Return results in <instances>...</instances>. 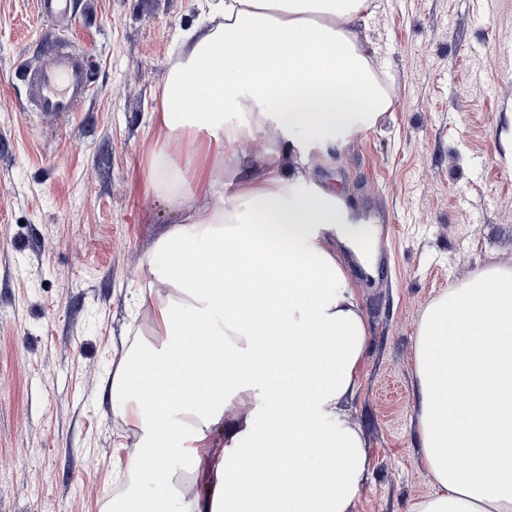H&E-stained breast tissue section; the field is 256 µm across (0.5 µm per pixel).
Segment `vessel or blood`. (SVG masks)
I'll return each mask as SVG.
<instances>
[{
    "label": "vessel or blood",
    "instance_id": "1",
    "mask_svg": "<svg viewBox=\"0 0 512 512\" xmlns=\"http://www.w3.org/2000/svg\"><path fill=\"white\" fill-rule=\"evenodd\" d=\"M39 9L58 32L70 27L72 0H39ZM23 73L29 104L49 115L79 111L93 92L84 57L74 48L55 49L39 63L24 66Z\"/></svg>",
    "mask_w": 512,
    "mask_h": 512
}]
</instances>
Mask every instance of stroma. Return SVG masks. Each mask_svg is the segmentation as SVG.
I'll list each match as a JSON object with an SVG mask.
<instances>
[{
  "instance_id": "1",
  "label": "stroma",
  "mask_w": 512,
  "mask_h": 512,
  "mask_svg": "<svg viewBox=\"0 0 512 512\" xmlns=\"http://www.w3.org/2000/svg\"><path fill=\"white\" fill-rule=\"evenodd\" d=\"M65 35L37 0H0V512H99L133 439L103 396L150 316L128 288L179 209L155 191L154 112L177 31L200 0H73ZM359 37L395 82L393 105L316 157L353 211L377 225L353 264L371 326L349 415L374 468L352 512H407L433 489L419 461L414 346L449 285L512 268V0H380ZM68 42L93 93L80 112L31 111L20 67ZM171 498L206 493V464L168 458Z\"/></svg>"
}]
</instances>
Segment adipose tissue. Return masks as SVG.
Listing matches in <instances>:
<instances>
[{
  "instance_id": "obj_1",
  "label": "adipose tissue",
  "mask_w": 512,
  "mask_h": 512,
  "mask_svg": "<svg viewBox=\"0 0 512 512\" xmlns=\"http://www.w3.org/2000/svg\"><path fill=\"white\" fill-rule=\"evenodd\" d=\"M205 4L203 21L178 35L157 132L197 134L227 110L247 120L220 142L232 168L193 164L197 196L183 191L179 170L152 176L182 218L141 265L135 296L150 338L125 353L110 393L114 415L137 434L128 469L153 494L100 512H352L371 470L349 417L371 330L340 248H357L370 230L336 186L316 182L310 151L392 106L358 35L373 0ZM271 123L294 148L289 168L275 147L256 162L237 155ZM198 332L219 355L184 344ZM414 361L434 491L408 512H512V269L445 289L419 322ZM219 426L224 449L206 456ZM160 444L206 458L217 496L173 505ZM280 450L292 459L284 477Z\"/></svg>"
}]
</instances>
